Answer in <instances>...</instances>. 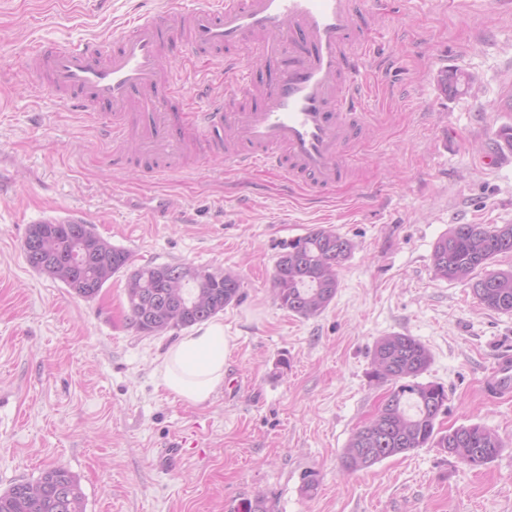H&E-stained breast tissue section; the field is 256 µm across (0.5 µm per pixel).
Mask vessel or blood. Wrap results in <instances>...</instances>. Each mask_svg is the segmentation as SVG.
<instances>
[{"label": "vessel or blood", "instance_id": "1", "mask_svg": "<svg viewBox=\"0 0 512 512\" xmlns=\"http://www.w3.org/2000/svg\"><path fill=\"white\" fill-rule=\"evenodd\" d=\"M380 17L375 0H171L109 43L39 44L24 64L62 106L92 114L113 166L134 162L156 178L196 152L322 194L362 137L367 87L357 76ZM182 54L223 65V95L186 87L171 67ZM484 389L512 396L511 353L494 360Z\"/></svg>", "mask_w": 512, "mask_h": 512}]
</instances>
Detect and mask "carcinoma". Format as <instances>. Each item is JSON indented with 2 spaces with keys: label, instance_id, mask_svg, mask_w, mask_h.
Masks as SVG:
<instances>
[{
  "label": "carcinoma",
  "instance_id": "obj_1",
  "mask_svg": "<svg viewBox=\"0 0 512 512\" xmlns=\"http://www.w3.org/2000/svg\"><path fill=\"white\" fill-rule=\"evenodd\" d=\"M469 74L443 71L439 82L446 92L469 90ZM84 224L42 222L29 226L22 244L27 263L54 276L52 268L72 266L65 282L76 295L93 299L119 272L136 278L126 294L130 321L145 336L201 324L241 298L238 277L191 275L183 288L172 292L169 277L183 264L130 268V254L115 246L91 247L75 257ZM353 244L332 230L313 229L288 243L273 273L279 305L301 317L315 316L335 298L337 268L350 256ZM512 253V224H455L434 245L432 260L437 276L471 285L484 307L512 312V269L491 268L495 259ZM430 355L412 336L394 334L375 342L371 376L391 389L373 418L359 428L343 451L349 472L369 468L387 458L433 445L469 465H483L503 449L499 436L480 426L462 425L436 430L448 396L442 386L420 383ZM0 512H86L85 495L78 479L65 467L45 470L33 481H19L0 493Z\"/></svg>",
  "mask_w": 512,
  "mask_h": 512
}]
</instances>
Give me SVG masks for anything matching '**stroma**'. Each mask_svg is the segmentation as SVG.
<instances>
[{
	"label": "stroma",
	"mask_w": 512,
	"mask_h": 512,
	"mask_svg": "<svg viewBox=\"0 0 512 512\" xmlns=\"http://www.w3.org/2000/svg\"><path fill=\"white\" fill-rule=\"evenodd\" d=\"M168 0H0V492L62 465L86 512H512V400L486 397L494 359L512 351V313L435 275L436 241L455 224H512V150L486 165L512 126V8L500 0H381L375 88L361 162L315 196L273 173L221 159L162 180L112 168L111 140L60 106L24 68L35 42L110 40ZM477 79L444 93L441 71ZM175 206L154 220L157 199ZM81 218L134 266L188 264L236 273L241 302L221 312L224 385L200 405L160 385L159 357L183 332L145 336L128 315L125 274L83 299L31 268L29 225ZM323 227L353 250L318 315L279 306L272 277L288 243ZM430 353L421 375L448 395L437 426L479 424L504 441L469 466L418 448L345 473L352 434L387 394L371 379L391 334ZM183 445L176 468L161 465ZM317 475L314 490L302 483Z\"/></svg>",
	"instance_id": "stroma-1"
}]
</instances>
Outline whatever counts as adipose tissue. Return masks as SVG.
I'll return each mask as SVG.
<instances>
[{
  "label": "adipose tissue",
  "mask_w": 512,
  "mask_h": 512,
  "mask_svg": "<svg viewBox=\"0 0 512 512\" xmlns=\"http://www.w3.org/2000/svg\"><path fill=\"white\" fill-rule=\"evenodd\" d=\"M226 351L223 321L204 322L167 349L156 366L158 379L181 401L203 404L224 384Z\"/></svg>",
  "instance_id": "obj_1"
}]
</instances>
